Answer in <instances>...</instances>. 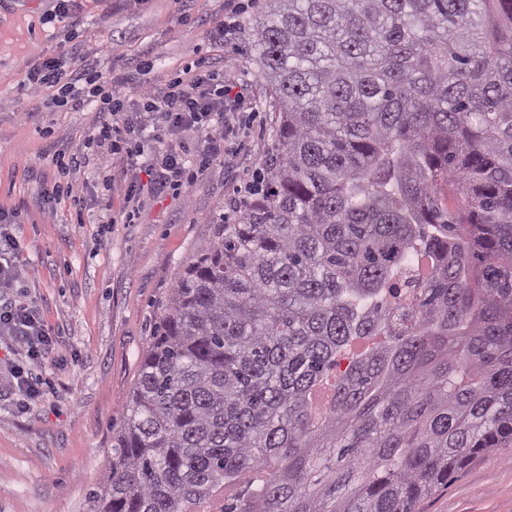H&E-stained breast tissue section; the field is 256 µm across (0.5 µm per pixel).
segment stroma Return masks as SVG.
Returning a JSON list of instances; mask_svg holds the SVG:
<instances>
[{
    "label": "stroma",
    "mask_w": 512,
    "mask_h": 512,
    "mask_svg": "<svg viewBox=\"0 0 512 512\" xmlns=\"http://www.w3.org/2000/svg\"><path fill=\"white\" fill-rule=\"evenodd\" d=\"M192 0L179 18L170 0H119L104 11L98 0H76L74 25L53 19L48 0H0V207L28 211L19 233L21 272L0 297L36 303L54 329L58 351L29 365L23 351L0 338V512H89V495L108 477L112 438L123 423L143 352L161 321L172 290L194 253L208 240L214 217H233L244 200L233 188L253 180L273 138L267 84L247 50L264 0ZM224 22L227 44L211 29ZM75 35L97 68L128 79L130 62L146 56L151 85L161 88L194 61L226 73L247 90L236 116L242 134L233 155L215 163L181 195L150 188L140 214L120 223L131 182L146 174L112 159V184L95 165L74 171L87 191L81 203L60 195L42 211L32 208L39 180L52 168L30 169L48 150L88 155L100 119L93 107L74 111L45 101L22 121L18 91L31 57H56ZM113 223H103V216ZM28 367L48 391L30 400L10 389L9 370ZM418 512H512V447L476 459L448 486L424 499Z\"/></svg>",
    "instance_id": "stroma-1"
}]
</instances>
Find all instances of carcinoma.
<instances>
[{
  "mask_svg": "<svg viewBox=\"0 0 512 512\" xmlns=\"http://www.w3.org/2000/svg\"><path fill=\"white\" fill-rule=\"evenodd\" d=\"M250 37L262 189L173 288L90 512H415L512 443V0H268Z\"/></svg>",
  "mask_w": 512,
  "mask_h": 512,
  "instance_id": "cac0c4a2",
  "label": "carcinoma"
}]
</instances>
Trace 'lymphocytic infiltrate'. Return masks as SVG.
I'll use <instances>...</instances> for the list:
<instances>
[{
  "mask_svg": "<svg viewBox=\"0 0 512 512\" xmlns=\"http://www.w3.org/2000/svg\"><path fill=\"white\" fill-rule=\"evenodd\" d=\"M19 88L28 99L22 119H29L41 109L40 94L50 90L59 105L82 108L90 98L101 100V120L94 127L91 139L99 147L96 165L104 184H111L110 162L113 156L126 158L134 168H142L151 176L156 189L181 193L190 179L203 176L211 165L228 155L238 131L232 122H225L222 131H215L213 121L223 114L237 112L244 102L243 92L233 81H220L216 72L198 64L188 68L185 76L170 80L164 90L150 84L140 86L139 106L155 117L158 126L152 140H145L141 127L125 120L127 96L119 82L104 76L90 58L74 51L65 61L35 57L26 62ZM77 156L57 152L49 156L60 178L41 184L38 201L59 194L81 201L85 187L67 177ZM18 210L0 208V288L10 287L20 270L16 264L24 249L15 228L24 223ZM0 334L23 349L32 362L44 360L54 349L51 329L32 303L0 302Z\"/></svg>",
  "mask_w": 512,
  "mask_h": 512,
  "instance_id": "1",
  "label": "lymphocytic infiltrate"
}]
</instances>
